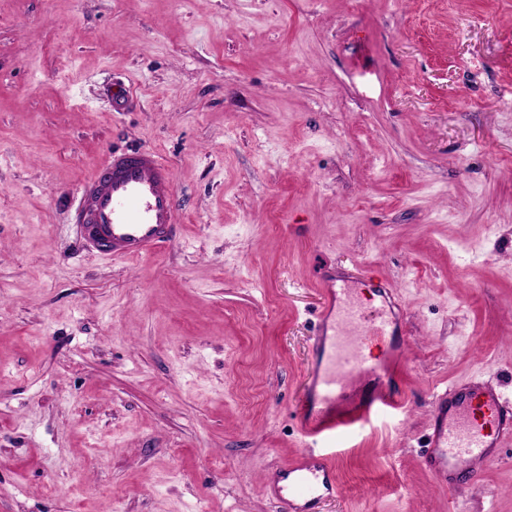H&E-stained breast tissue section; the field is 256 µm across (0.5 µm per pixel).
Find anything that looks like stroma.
I'll use <instances>...</instances> for the list:
<instances>
[{
  "label": "stroma",
  "mask_w": 512,
  "mask_h": 512,
  "mask_svg": "<svg viewBox=\"0 0 512 512\" xmlns=\"http://www.w3.org/2000/svg\"><path fill=\"white\" fill-rule=\"evenodd\" d=\"M131 106L110 108L113 82ZM177 178L158 254L81 250L110 151ZM397 285L402 403L310 448L320 269ZM512 399V0H0V512H512L440 487L432 404ZM329 465L326 460H316L307 465H296L288 469V495L275 493L283 510L289 512L307 511L316 504L323 494L321 488L329 491L326 475Z\"/></svg>",
  "instance_id": "obj_1"
}]
</instances>
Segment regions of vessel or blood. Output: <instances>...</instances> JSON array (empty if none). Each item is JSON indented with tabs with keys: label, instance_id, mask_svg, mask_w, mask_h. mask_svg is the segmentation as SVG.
I'll list each match as a JSON object with an SVG mask.
<instances>
[{
	"label": "vessel or blood",
	"instance_id": "vessel-or-blood-1",
	"mask_svg": "<svg viewBox=\"0 0 512 512\" xmlns=\"http://www.w3.org/2000/svg\"><path fill=\"white\" fill-rule=\"evenodd\" d=\"M177 181L172 166L153 148L114 151L76 192L75 222L83 243L104 257L127 260L150 256L169 241L178 222ZM317 334L315 373L297 413L310 443L363 422L383 407L399 406L401 392L384 387L366 402L346 398L351 375L393 377L405 359L403 347L386 348L383 358L372 349L384 346L394 320L384 306L366 305L354 281L328 280ZM431 452L426 467L446 488L473 476L491 449L512 441V401L486 385L453 388L437 395L432 414ZM329 465L317 460L288 470V492L280 496L284 512H307L321 498Z\"/></svg>",
	"mask_w": 512,
	"mask_h": 512
}]
</instances>
